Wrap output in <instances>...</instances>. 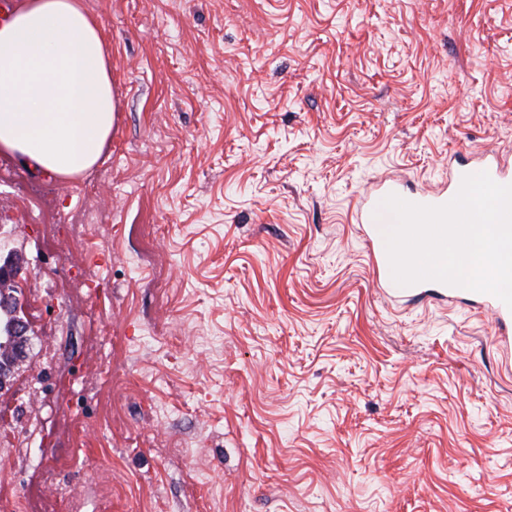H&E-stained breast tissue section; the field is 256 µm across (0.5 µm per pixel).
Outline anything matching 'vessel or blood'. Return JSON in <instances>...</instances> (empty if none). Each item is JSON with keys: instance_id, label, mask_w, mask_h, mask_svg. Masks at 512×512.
I'll return each instance as SVG.
<instances>
[{"instance_id": "obj_1", "label": "vessel or blood", "mask_w": 512, "mask_h": 512, "mask_svg": "<svg viewBox=\"0 0 512 512\" xmlns=\"http://www.w3.org/2000/svg\"><path fill=\"white\" fill-rule=\"evenodd\" d=\"M480 158V164L474 165L470 163L467 156L453 154L449 159L447 183L434 190L413 191L406 189L400 183L391 182L370 189L363 195L357 210L356 221L364 226V237L369 247V255L384 295L398 297L407 294L408 289L394 282L387 252L380 247L373 234L375 210L378 203L388 195L395 194L415 204L441 206L455 197L465 175L479 172L488 173L499 184L512 185L511 166L503 163L495 153L489 151L482 152Z\"/></svg>"}]
</instances>
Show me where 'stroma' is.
Instances as JSON below:
<instances>
[{"label":"stroma","instance_id":"35a3bbf8","mask_svg":"<svg viewBox=\"0 0 512 512\" xmlns=\"http://www.w3.org/2000/svg\"><path fill=\"white\" fill-rule=\"evenodd\" d=\"M85 3L117 98L102 161L68 180L0 158L31 327L0 493L512 512V335L466 295L384 296L354 221L385 177L512 160V0Z\"/></svg>","mask_w":512,"mask_h":512}]
</instances>
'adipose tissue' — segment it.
Wrapping results in <instances>:
<instances>
[{"label": "adipose tissue", "mask_w": 512, "mask_h": 512, "mask_svg": "<svg viewBox=\"0 0 512 512\" xmlns=\"http://www.w3.org/2000/svg\"><path fill=\"white\" fill-rule=\"evenodd\" d=\"M115 112L109 55L83 0H14L0 16V156L84 176Z\"/></svg>", "instance_id": "obj_1"}]
</instances>
